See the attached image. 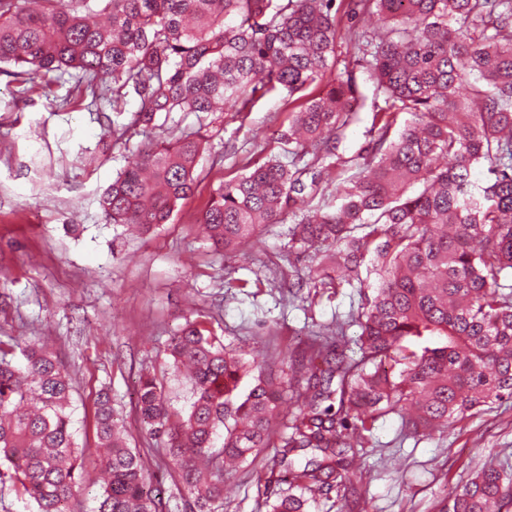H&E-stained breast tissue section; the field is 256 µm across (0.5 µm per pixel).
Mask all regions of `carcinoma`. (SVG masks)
I'll list each match as a JSON object with an SVG mask.
<instances>
[{
	"label": "carcinoma",
	"mask_w": 512,
	"mask_h": 512,
	"mask_svg": "<svg viewBox=\"0 0 512 512\" xmlns=\"http://www.w3.org/2000/svg\"><path fill=\"white\" fill-rule=\"evenodd\" d=\"M0 0V72L48 86L78 72L76 97H132V124L161 114L236 112L267 95L312 85L280 134L282 152L213 191L200 223L232 252L264 224L291 219L288 253L307 254L313 287L363 288L357 358L325 325L289 364L288 387L242 349L188 320L163 373L190 389L174 410L163 380L139 376L137 412L186 492L188 512H222L226 463H254L268 512H310L333 490L353 495L351 466L388 414L419 436L512 401V0H345L352 67L337 68L336 0ZM103 14L104 24L87 15ZM373 87L371 139L356 171L340 133ZM202 140L149 141L103 193L106 221L147 233L194 190ZM486 168L477 184L475 168ZM348 276L338 277L339 269ZM18 352L23 364L9 355ZM72 385L49 347L27 336L0 349V483L32 512H71L83 490ZM293 407L279 420L283 403ZM97 447L108 469L96 512H165L161 489L98 392ZM288 473V492L276 468ZM512 468L471 471L440 512H503Z\"/></svg>",
	"instance_id": "carcinoma-1"
}]
</instances>
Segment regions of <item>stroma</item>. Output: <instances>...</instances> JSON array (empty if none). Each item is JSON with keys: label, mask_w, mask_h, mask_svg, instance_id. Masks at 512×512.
I'll return each mask as SVG.
<instances>
[{"label": "stroma", "mask_w": 512, "mask_h": 512, "mask_svg": "<svg viewBox=\"0 0 512 512\" xmlns=\"http://www.w3.org/2000/svg\"><path fill=\"white\" fill-rule=\"evenodd\" d=\"M318 92L314 85L291 98L266 96L246 112L171 113L166 130H198L208 140L197 186L167 224L130 234L106 222L99 197L145 139L130 126L136 100L126 99L119 115L66 107L69 84L47 93L0 75V342L21 335L46 342L73 379V418L86 448L77 512H94L104 483L94 422L104 386L129 444L179 505L178 477L158 454L163 438L140 424L135 387L141 371L162 369L186 318L206 322L227 345H249L275 374L321 324L337 326L339 349L354 351L360 295L314 290L307 258L285 255L287 224L263 226L258 244L224 255L199 223L213 189L279 152L277 131ZM116 126L127 129L122 139L112 135ZM475 458L512 466V401L419 437L404 432L397 416L380 418L353 472L360 506L438 512ZM223 512H266L247 469L227 480Z\"/></svg>", "instance_id": "1"}]
</instances>
